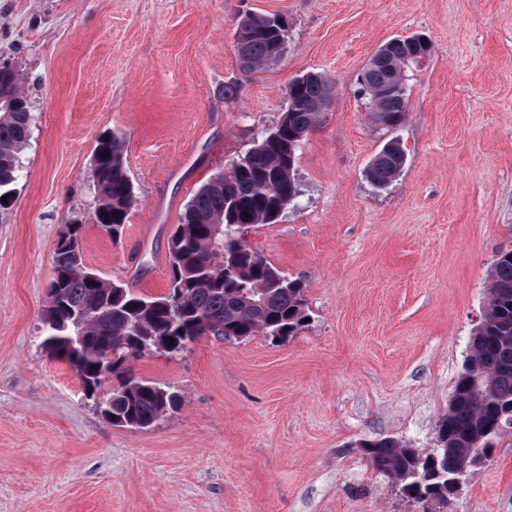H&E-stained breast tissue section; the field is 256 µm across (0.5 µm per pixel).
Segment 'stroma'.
Instances as JSON below:
<instances>
[{
  "label": "stroma",
  "instance_id": "stroma-1",
  "mask_svg": "<svg viewBox=\"0 0 512 512\" xmlns=\"http://www.w3.org/2000/svg\"><path fill=\"white\" fill-rule=\"evenodd\" d=\"M248 11L289 21L283 60L256 73L233 50ZM413 33L433 50L391 131L358 76ZM0 55L34 110L0 209V512H428L362 444L435 448L492 263L512 249V0H0ZM308 72L335 96L298 150V198L245 238L304 282L309 325L138 358L181 403L146 430L106 423L41 344L62 227L82 224L102 278L166 292L172 225ZM107 130L126 136L135 192L116 242L91 219ZM393 137L406 164L379 189L366 171ZM442 509L512 512V433Z\"/></svg>",
  "mask_w": 512,
  "mask_h": 512
}]
</instances>
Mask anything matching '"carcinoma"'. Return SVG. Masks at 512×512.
Segmentation results:
<instances>
[{"label": "carcinoma", "instance_id": "carcinoma-1", "mask_svg": "<svg viewBox=\"0 0 512 512\" xmlns=\"http://www.w3.org/2000/svg\"><path fill=\"white\" fill-rule=\"evenodd\" d=\"M280 15L249 12L239 17L234 53L245 72L280 60ZM431 53L428 40L393 38L365 66L361 93L371 114L395 130L407 118L406 71ZM335 84L318 73L295 77L288 106L273 132L232 160L194 195L169 240L168 291L158 297L105 280L84 270L82 225H64L53 259L42 346L75 370L84 390L112 375V425L151 427L176 409L180 397L136 376L130 360L138 351L177 356L200 336L234 341L257 334L285 341L308 326L305 287L253 251L242 227L274 224L296 200L299 146L322 123ZM32 105L20 87V72L0 60V197L14 195L18 156L30 137ZM406 163L402 146L388 143L367 168L379 189L388 187ZM92 177L97 203L93 221L120 239L134 204L125 136L99 135ZM487 305L470 339V355L454 381L451 402L438 424L437 448L419 451L395 438L365 444L373 468L399 482L420 502L447 500L448 480L466 468L477 450L490 456L498 424L512 430V250L497 254L488 277ZM114 358L107 360V349Z\"/></svg>", "mask_w": 512, "mask_h": 512}]
</instances>
